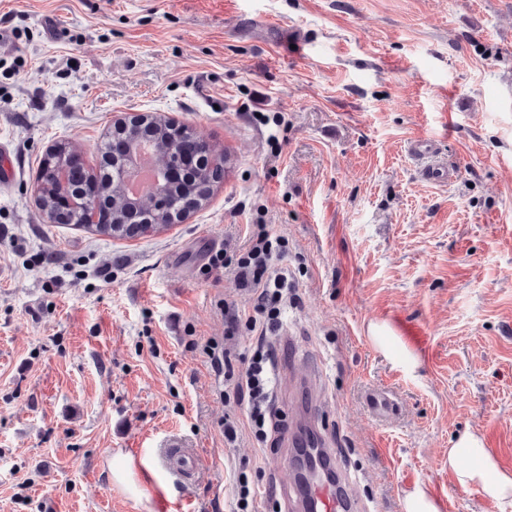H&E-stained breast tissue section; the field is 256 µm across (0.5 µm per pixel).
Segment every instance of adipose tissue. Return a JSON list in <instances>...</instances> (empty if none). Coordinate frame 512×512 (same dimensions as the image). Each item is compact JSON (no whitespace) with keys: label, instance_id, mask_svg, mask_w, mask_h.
I'll return each instance as SVG.
<instances>
[{"label":"adipose tissue","instance_id":"obj_1","mask_svg":"<svg viewBox=\"0 0 512 512\" xmlns=\"http://www.w3.org/2000/svg\"><path fill=\"white\" fill-rule=\"evenodd\" d=\"M448 469L462 489L476 487L488 497L512 503V473L498 468L478 433L458 437L448 450Z\"/></svg>","mask_w":512,"mask_h":512}]
</instances>
